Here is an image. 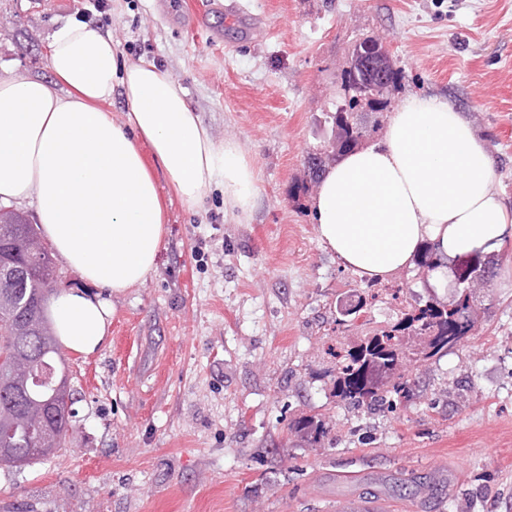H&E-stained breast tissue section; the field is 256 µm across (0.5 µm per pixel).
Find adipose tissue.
<instances>
[{
	"label": "adipose tissue",
	"instance_id": "adipose-tissue-1",
	"mask_svg": "<svg viewBox=\"0 0 512 512\" xmlns=\"http://www.w3.org/2000/svg\"><path fill=\"white\" fill-rule=\"evenodd\" d=\"M49 67L50 82L0 75V203H34L43 237L87 281L54 295L48 316L62 348L88 356L115 313L102 289L124 292L155 268L165 233L158 178L190 206L220 191L225 214L245 222L259 175L237 140L215 142L169 72L148 60L121 63L100 27L72 20L54 31ZM116 89L129 107L120 121L101 108ZM494 168L487 143L447 99L410 95L377 142L322 175L310 198L318 238L369 282L432 247L428 281L445 287L449 260L512 239Z\"/></svg>",
	"mask_w": 512,
	"mask_h": 512
}]
</instances>
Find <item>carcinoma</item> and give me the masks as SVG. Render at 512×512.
<instances>
[{"instance_id":"obj_1","label":"carcinoma","mask_w":512,"mask_h":512,"mask_svg":"<svg viewBox=\"0 0 512 512\" xmlns=\"http://www.w3.org/2000/svg\"><path fill=\"white\" fill-rule=\"evenodd\" d=\"M356 61L361 65L357 69L361 83L378 86L382 92L362 102L352 85V73L344 71L342 85L348 99L331 116L332 129L342 149L326 159L311 158L307 181L294 190L296 198L308 194L311 184L318 182L337 157L362 145L367 130L354 119L357 108L365 104L374 113L387 108L388 96L399 78L391 59L377 41L367 38L356 52ZM34 238H38L34 225L14 212L0 210V254L25 267L23 276L0 279V351L8 352L6 362L0 365V429L15 428L14 436L6 443L7 453L0 454V467H9L17 459L30 457L36 448L42 449L41 456L47 458L61 447L70 433L55 417L53 402L59 396L70 394V388L64 370L55 366L59 343L53 325L45 317V303L55 281V265L43 244H38L35 252L23 248L24 241ZM455 292L457 299L453 303L436 302L415 307L391 330L368 337L350 351L338 371L336 393L341 400L353 407L365 406L370 411H394L396 404L392 395L407 391L409 383L397 382L386 389L381 379L366 380L362 357L366 355L379 361L387 372L393 370L405 357L397 344V333L408 329L431 337L429 357L451 349L470 331L469 310L473 303L468 285L460 286ZM39 355L54 366V371L42 385L35 386L24 376L27 367Z\"/></svg>"}]
</instances>
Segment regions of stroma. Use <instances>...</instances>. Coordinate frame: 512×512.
Returning <instances> with one entry per match:
<instances>
[{"label": "stroma", "mask_w": 512, "mask_h": 512, "mask_svg": "<svg viewBox=\"0 0 512 512\" xmlns=\"http://www.w3.org/2000/svg\"><path fill=\"white\" fill-rule=\"evenodd\" d=\"M0 0V74L52 79L48 43L70 19L108 31L119 59L152 60L185 89L216 142L259 172L246 223L209 191L191 207L166 180L156 267L111 296L92 355L65 354L73 434L50 459L0 468V512H512V246L482 252L470 332L429 356L402 335L395 411L336 395V361L417 303L454 299L413 265L368 284L320 243L293 189L331 138L356 40L376 39L414 93L448 97L489 145L512 205V0ZM363 302L337 322L339 306ZM321 423L318 442L295 422ZM441 465L437 501L383 494Z\"/></svg>", "instance_id": "1"}]
</instances>
